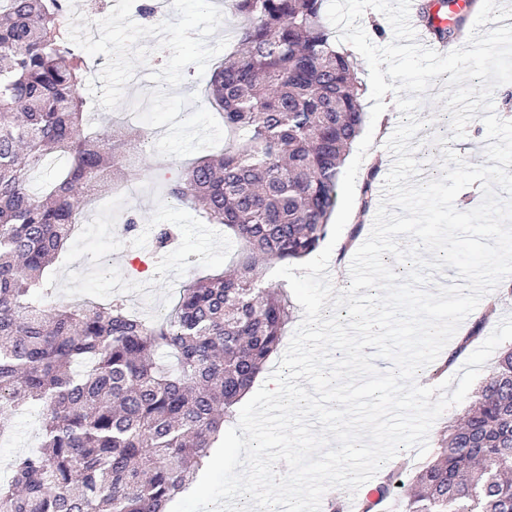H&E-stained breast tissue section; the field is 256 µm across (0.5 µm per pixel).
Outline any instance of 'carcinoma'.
<instances>
[{
	"mask_svg": "<svg viewBox=\"0 0 512 512\" xmlns=\"http://www.w3.org/2000/svg\"><path fill=\"white\" fill-rule=\"evenodd\" d=\"M324 0H229L236 49L206 97L232 144L193 162L168 196L241 243L226 271L181 288L173 312L145 320L120 300L45 308L49 273L81 211L79 190L127 174L132 141L86 134L84 60L62 27L67 0H0V407L41 405L43 444L0 481V512H165L208 457L225 418L278 350L292 311L261 264L312 254L328 233L342 167L362 131V84L337 47ZM440 42L465 17L435 23ZM66 158L52 185L32 174ZM495 312L490 303L436 366L440 375ZM394 464L379 498L405 512H512V349L505 350L435 458L409 485Z\"/></svg>",
	"mask_w": 512,
	"mask_h": 512,
	"instance_id": "cac0c4a2",
	"label": "carcinoma"
}]
</instances>
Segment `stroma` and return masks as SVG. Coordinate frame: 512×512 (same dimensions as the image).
Listing matches in <instances>:
<instances>
[{"mask_svg":"<svg viewBox=\"0 0 512 512\" xmlns=\"http://www.w3.org/2000/svg\"><path fill=\"white\" fill-rule=\"evenodd\" d=\"M426 127L416 135L421 146L416 154L422 170L439 174L436 163L440 149L432 138L447 134L449 114L439 104L427 101L420 112ZM191 157H162L155 150L140 156L138 180H121L104 202H86L79 224L68 244L67 256L54 267L52 297H38V304L53 299L76 304L88 299L106 302L122 298L133 312L147 318L167 315L174 309L179 291L193 278L219 273L229 267L238 243L229 238L223 225L206 223L191 208L177 204L166 194L165 179L181 172ZM138 213L142 221L134 231H126L124 218ZM176 228L177 243L143 272L139 279L127 274L131 257L139 255L144 244L154 242L158 227ZM39 406H30L7 417L10 434L0 438V480L9 477L14 456L31 451L42 442Z\"/></svg>","mask_w":512,"mask_h":512,"instance_id":"obj_1","label":"stroma"}]
</instances>
